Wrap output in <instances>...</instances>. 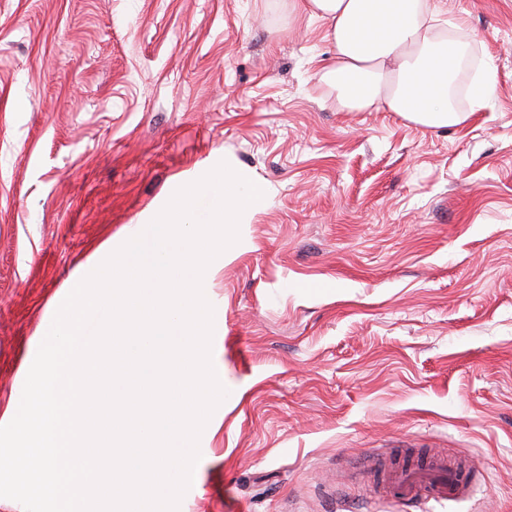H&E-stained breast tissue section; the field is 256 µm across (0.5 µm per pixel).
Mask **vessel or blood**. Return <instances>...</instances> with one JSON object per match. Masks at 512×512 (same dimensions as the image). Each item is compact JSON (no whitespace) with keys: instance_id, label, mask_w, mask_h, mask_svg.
I'll return each instance as SVG.
<instances>
[{"instance_id":"obj_1","label":"vessel or blood","mask_w":512,"mask_h":512,"mask_svg":"<svg viewBox=\"0 0 512 512\" xmlns=\"http://www.w3.org/2000/svg\"><path fill=\"white\" fill-rule=\"evenodd\" d=\"M475 479L469 470L449 468L440 456H432L425 464L388 472L383 491H395L418 502L452 500L469 496Z\"/></svg>"}]
</instances>
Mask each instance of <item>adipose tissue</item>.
I'll return each mask as SVG.
<instances>
[{
	"instance_id": "adipose-tissue-1",
	"label": "adipose tissue",
	"mask_w": 512,
	"mask_h": 512,
	"mask_svg": "<svg viewBox=\"0 0 512 512\" xmlns=\"http://www.w3.org/2000/svg\"><path fill=\"white\" fill-rule=\"evenodd\" d=\"M310 16L328 23L335 48L321 78L351 112L383 108L429 127L463 121L479 111L448 101L450 63L467 45L438 24L435 0H302Z\"/></svg>"
}]
</instances>
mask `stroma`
Instances as JSON below:
<instances>
[{"label": "stroma", "mask_w": 512, "mask_h": 512, "mask_svg": "<svg viewBox=\"0 0 512 512\" xmlns=\"http://www.w3.org/2000/svg\"><path fill=\"white\" fill-rule=\"evenodd\" d=\"M480 111L349 112L298 0H0V425L80 270L227 161L264 192L215 265L228 391L179 512H512V0H439ZM467 459L468 499L367 461Z\"/></svg>", "instance_id": "obj_1"}]
</instances>
